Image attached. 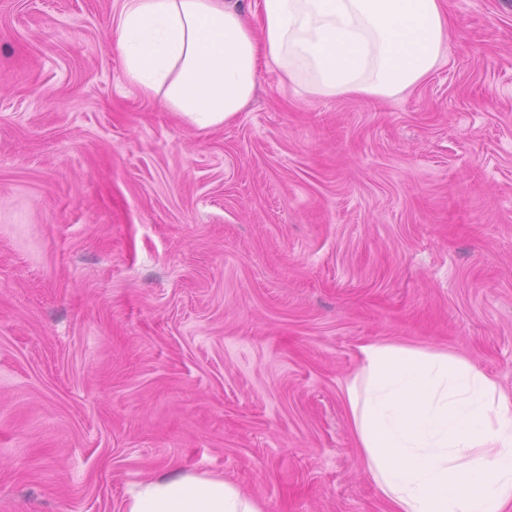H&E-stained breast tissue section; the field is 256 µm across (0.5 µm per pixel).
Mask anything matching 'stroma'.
Instances as JSON below:
<instances>
[{"mask_svg": "<svg viewBox=\"0 0 512 512\" xmlns=\"http://www.w3.org/2000/svg\"><path fill=\"white\" fill-rule=\"evenodd\" d=\"M442 6L403 94L268 70L200 131L128 84L115 0H0V512H125L174 471L386 512L340 396L360 344L512 392V0Z\"/></svg>", "mask_w": 512, "mask_h": 512, "instance_id": "1", "label": "stroma"}]
</instances>
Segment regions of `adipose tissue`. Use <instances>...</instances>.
<instances>
[{
  "label": "adipose tissue",
  "instance_id": "1",
  "mask_svg": "<svg viewBox=\"0 0 512 512\" xmlns=\"http://www.w3.org/2000/svg\"><path fill=\"white\" fill-rule=\"evenodd\" d=\"M128 83L200 130L251 101L262 69L300 93L392 98L436 67L441 0H116ZM341 383L355 444L389 512H507L512 394L470 359L373 341ZM126 512H263L220 476L146 479Z\"/></svg>",
  "mask_w": 512,
  "mask_h": 512
}]
</instances>
